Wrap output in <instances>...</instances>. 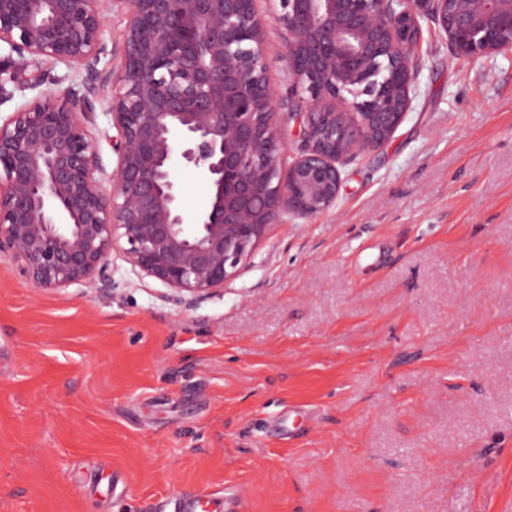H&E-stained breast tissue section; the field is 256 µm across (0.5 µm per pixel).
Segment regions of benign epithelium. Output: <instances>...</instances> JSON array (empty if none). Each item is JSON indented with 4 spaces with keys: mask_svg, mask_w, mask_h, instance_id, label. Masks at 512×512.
Masks as SVG:
<instances>
[{
    "mask_svg": "<svg viewBox=\"0 0 512 512\" xmlns=\"http://www.w3.org/2000/svg\"><path fill=\"white\" fill-rule=\"evenodd\" d=\"M125 60L101 76L112 0H0V104L31 59L86 73L82 90L52 93L0 120V256L42 289L80 285L107 298V257L168 289L186 309L235 278L269 228L328 210L341 165L383 144L411 104L421 14L410 0H278L291 84L287 117L302 123L296 157L278 135L283 98L267 79V21L257 0H126ZM458 55L512 49V0H418ZM21 82L36 87L40 73ZM347 92L348 118L336 111ZM101 105L116 134L106 193L99 147L83 118ZM209 186L181 208L176 167Z\"/></svg>",
    "mask_w": 512,
    "mask_h": 512,
    "instance_id": "obj_1",
    "label": "benign epithelium"
}]
</instances>
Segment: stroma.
<instances>
[{
	"mask_svg": "<svg viewBox=\"0 0 512 512\" xmlns=\"http://www.w3.org/2000/svg\"><path fill=\"white\" fill-rule=\"evenodd\" d=\"M421 29L393 135L198 308L116 250L107 300L0 257V512H512V50ZM29 69L1 116L85 79Z\"/></svg>",
	"mask_w": 512,
	"mask_h": 512,
	"instance_id": "obj_1",
	"label": "stroma"
}]
</instances>
